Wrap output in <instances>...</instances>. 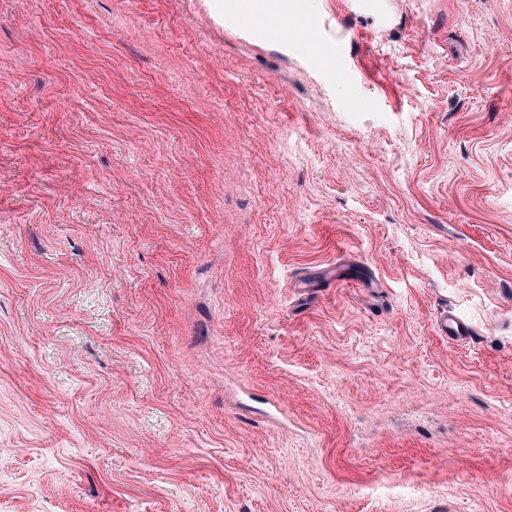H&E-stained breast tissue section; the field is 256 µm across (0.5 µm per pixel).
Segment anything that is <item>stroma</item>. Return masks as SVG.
Wrapping results in <instances>:
<instances>
[{"label": "stroma", "mask_w": 512, "mask_h": 512, "mask_svg": "<svg viewBox=\"0 0 512 512\" xmlns=\"http://www.w3.org/2000/svg\"><path fill=\"white\" fill-rule=\"evenodd\" d=\"M288 5L0 0V512H512V0ZM274 4L276 6V12L268 7V4ZM237 6H243L244 9L250 13V15L256 21H262L269 18V14L279 16H288V0H281L278 2H270L264 0H248L246 2H237ZM238 13L233 10L227 14H224V22L230 27L237 29L242 35L247 38L258 40V41H275L278 36L284 37V33L281 31L279 25L275 20L269 18L266 23L252 25L251 27L238 26L237 24ZM441 330L454 341H463L472 334L471 328L464 321L445 311L440 317Z\"/></svg>", "instance_id": "obj_1"}]
</instances>
